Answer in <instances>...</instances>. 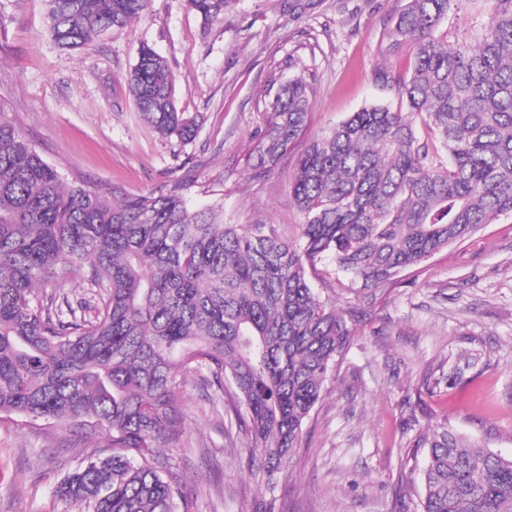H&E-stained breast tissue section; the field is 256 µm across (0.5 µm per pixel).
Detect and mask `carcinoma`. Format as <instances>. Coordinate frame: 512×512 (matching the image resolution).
I'll use <instances>...</instances> for the list:
<instances>
[{"mask_svg": "<svg viewBox=\"0 0 512 512\" xmlns=\"http://www.w3.org/2000/svg\"><path fill=\"white\" fill-rule=\"evenodd\" d=\"M45 2L52 40L73 50L139 18L148 0ZM459 2L406 0L388 36L412 52V72L375 73L406 110L366 107L308 146L289 191L304 215L293 237L279 224H226L219 203L190 208L186 180L138 195L69 182L0 113V414L99 441L57 481L60 501L77 512H191L171 451L182 375L195 368L233 410L248 461L273 477L349 342L346 316L309 271L327 261L352 290L391 288L512 213V0H491L477 42L450 46L434 31ZM226 4L189 0L206 23ZM129 87L160 138L195 139L201 117L178 110L154 49L139 50ZM310 108L303 78L275 89L258 167L286 152ZM72 277L93 291L89 315L55 292ZM414 447L428 450L416 512H512V457L446 424Z\"/></svg>", "mask_w": 512, "mask_h": 512, "instance_id": "cac0c4a2", "label": "carcinoma"}]
</instances>
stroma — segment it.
<instances>
[{
    "instance_id": "35a3bbf8",
    "label": "stroma",
    "mask_w": 512,
    "mask_h": 512,
    "mask_svg": "<svg viewBox=\"0 0 512 512\" xmlns=\"http://www.w3.org/2000/svg\"><path fill=\"white\" fill-rule=\"evenodd\" d=\"M405 0H230L206 23L188 0H149L145 13L64 50L47 29L44 0H0V111L68 179L116 185L130 195L188 178L194 205L222 199L228 224H278L302 214L288 186L311 141L370 105H402L377 83L386 67L410 74L408 49L387 32ZM488 0H462L436 31L449 43L481 36ZM162 55L180 111L203 115L196 139L178 146L139 120L129 78L140 46ZM312 87L302 135L267 173L247 158L263 129L271 77ZM395 287L356 308L350 343L305 422L293 460L267 484L231 443L224 399L205 371L186 375L185 421L173 456L192 512H414L426 449L415 437L448 423L487 449L512 456V215L405 270ZM74 429L0 416V512H71L54 496L68 470L96 452Z\"/></svg>"
}]
</instances>
